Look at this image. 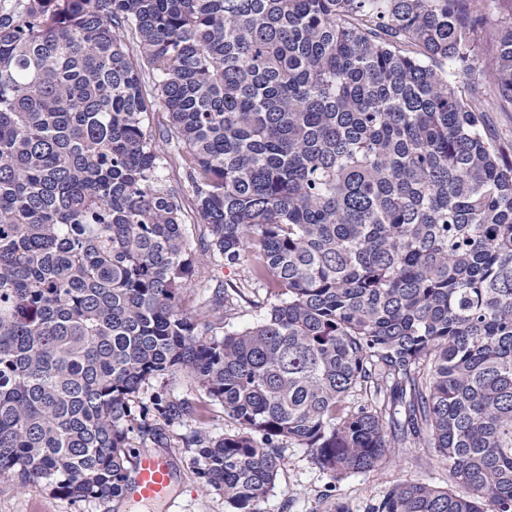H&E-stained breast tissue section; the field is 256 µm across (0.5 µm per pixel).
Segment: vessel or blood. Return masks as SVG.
Here are the masks:
<instances>
[{
  "label": "vessel or blood",
  "instance_id": "obj_1",
  "mask_svg": "<svg viewBox=\"0 0 512 512\" xmlns=\"http://www.w3.org/2000/svg\"><path fill=\"white\" fill-rule=\"evenodd\" d=\"M173 483L174 473L168 459L147 452L130 473L126 488L134 504H159L164 512H169L174 503Z\"/></svg>",
  "mask_w": 512,
  "mask_h": 512
}]
</instances>
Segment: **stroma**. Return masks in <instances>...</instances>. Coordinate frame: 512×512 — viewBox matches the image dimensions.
Masks as SVG:
<instances>
[{"mask_svg": "<svg viewBox=\"0 0 512 512\" xmlns=\"http://www.w3.org/2000/svg\"><path fill=\"white\" fill-rule=\"evenodd\" d=\"M159 176L179 197L188 230L196 234L202 232V225L196 221L192 191L175 157L166 158ZM249 263V258L245 257L229 267L221 258L206 259L197 266L194 283L184 288L179 302L181 309L197 321L208 320L225 281L245 277ZM160 393L207 404L201 423L188 422L165 428L162 442L144 444L145 451L171 459L182 488L177 497L178 512H228L223 493L200 482L195 463L197 452L184 447L182 439L198 429L217 438L232 435L237 431L236 422L221 404L207 402L198 384L183 375L150 380L141 388L139 397L146 402ZM279 453L281 468L273 488L260 504L261 512H333L339 502L349 512H365L367 505L378 501L398 482H426L441 489L449 486L448 467L433 448H404L396 462H386L374 471L339 479L322 470L309 451L296 444L284 443ZM0 512H126V509L124 503L112 499L76 502L54 494L41 483L21 486L17 481L0 479Z\"/></svg>", "mask_w": 512, "mask_h": 512, "instance_id": "obj_1", "label": "stroma"}]
</instances>
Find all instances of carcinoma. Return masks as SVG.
Listing matches in <instances>:
<instances>
[{
    "instance_id": "obj_1",
    "label": "carcinoma",
    "mask_w": 512,
    "mask_h": 512,
    "mask_svg": "<svg viewBox=\"0 0 512 512\" xmlns=\"http://www.w3.org/2000/svg\"><path fill=\"white\" fill-rule=\"evenodd\" d=\"M481 2L0 6V478L121 497L130 434L202 418L138 398L183 373L239 425L185 440L230 512H260L287 441L335 477L444 454L458 491L366 512H512V141L485 107L512 112V20L483 63ZM173 143L199 253L158 175ZM245 252L224 312L179 309L200 257ZM254 285L260 318L218 337ZM154 84L153 79L150 77L148 73L144 75V92L145 95L153 102V111L154 113H151L150 115V124L148 126V130H151V133L155 135L156 137L159 136V134L162 133L163 129L166 127L163 122H166V113L165 109L160 103L159 100L154 99V90H153Z\"/></svg>"
}]
</instances>
